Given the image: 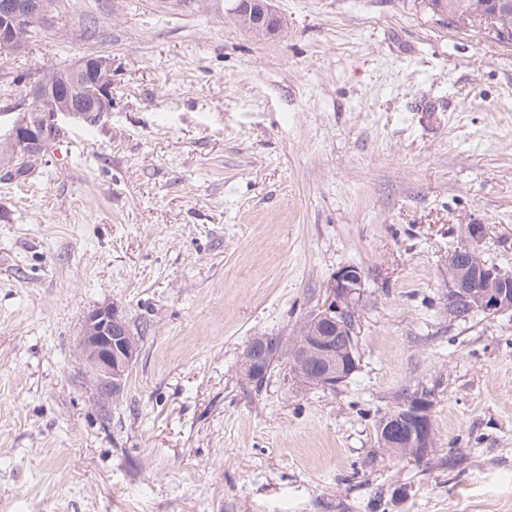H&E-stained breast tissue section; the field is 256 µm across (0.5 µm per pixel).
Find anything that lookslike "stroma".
Wrapping results in <instances>:
<instances>
[{"label":"stroma","instance_id":"obj_1","mask_svg":"<svg viewBox=\"0 0 512 512\" xmlns=\"http://www.w3.org/2000/svg\"><path fill=\"white\" fill-rule=\"evenodd\" d=\"M54 0L0 64V126L49 68L112 59V110L0 181V512H512V312L448 315L481 224L512 269V41L429 0ZM358 267V367L244 379ZM111 304L142 333L102 412L78 341ZM427 393L435 445L382 451ZM231 14L246 32L258 38L276 35L280 20L270 7V0H234Z\"/></svg>","mask_w":512,"mask_h":512}]
</instances>
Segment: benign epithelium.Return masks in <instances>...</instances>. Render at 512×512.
<instances>
[{
    "label": "benign epithelium",
    "mask_w": 512,
    "mask_h": 512,
    "mask_svg": "<svg viewBox=\"0 0 512 512\" xmlns=\"http://www.w3.org/2000/svg\"><path fill=\"white\" fill-rule=\"evenodd\" d=\"M51 4L52 0H0L1 57L11 58L26 44L17 37L12 19L22 16L40 22ZM231 14L242 29L258 38L273 36L281 29L270 0H234ZM89 70L104 80L97 85L94 103L88 108L72 94L60 91L59 85L78 86ZM111 89V57L79 58L59 82L28 86L27 98L34 107L15 119L4 144L29 157L42 153V136L47 130L60 132L66 121L99 122L108 115L112 111ZM484 232L481 224L466 225L465 242L448 255V316L455 320L512 311V270L491 266L484 259L480 252ZM362 288L358 268L338 271L327 300L308 317L295 342L288 345L277 336H255L247 342L241 357L244 376L252 381L264 378L275 363L286 359L295 368L294 375L304 378L308 386L333 389L345 381L357 368L353 318ZM79 346L97 400L116 397L137 353L134 333L119 310L108 304L91 311L83 321ZM430 410L429 400L417 394L385 414L377 424L378 446L399 456H427L435 438Z\"/></svg>",
    "instance_id": "benign-epithelium-1"
}]
</instances>
